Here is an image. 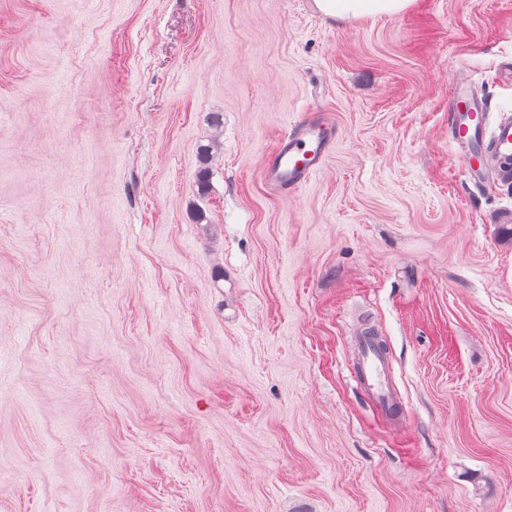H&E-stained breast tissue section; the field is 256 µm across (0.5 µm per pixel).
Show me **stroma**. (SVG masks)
I'll return each instance as SVG.
<instances>
[{"label":"stroma","mask_w":512,"mask_h":512,"mask_svg":"<svg viewBox=\"0 0 512 512\" xmlns=\"http://www.w3.org/2000/svg\"><path fill=\"white\" fill-rule=\"evenodd\" d=\"M511 61L512 0H0V512H512V183L450 135ZM325 16L336 20L389 15L406 11L415 0H315ZM332 124L323 114H307L264 161V176L275 190L299 187L322 167L332 145ZM358 362L360 373L356 376L358 385L371 393L388 410L393 409L391 400L392 378L388 359L382 350L367 338L358 336Z\"/></svg>","instance_id":"stroma-1"}]
</instances>
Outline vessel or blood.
Wrapping results in <instances>:
<instances>
[{
    "label": "vessel or blood",
    "mask_w": 512,
    "mask_h": 512,
    "mask_svg": "<svg viewBox=\"0 0 512 512\" xmlns=\"http://www.w3.org/2000/svg\"><path fill=\"white\" fill-rule=\"evenodd\" d=\"M453 139L468 146L463 158L467 171L494 169L499 180L512 181V116L489 122L469 86H458ZM332 125L322 114H307L295 121L286 137L264 161V176L276 190L299 187L322 167L332 145ZM360 373L357 383L384 407H392V378L388 359L367 338L357 337Z\"/></svg>",
    "instance_id": "obj_1"
}]
</instances>
